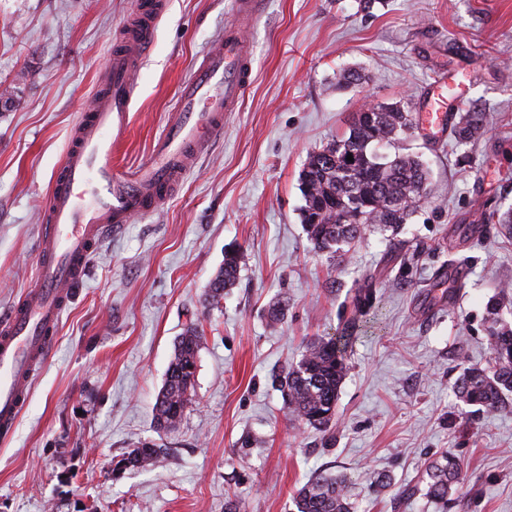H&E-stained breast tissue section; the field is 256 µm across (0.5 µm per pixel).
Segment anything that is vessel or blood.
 <instances>
[{
    "instance_id": "obj_1",
    "label": "vessel or blood",
    "mask_w": 512,
    "mask_h": 512,
    "mask_svg": "<svg viewBox=\"0 0 512 512\" xmlns=\"http://www.w3.org/2000/svg\"><path fill=\"white\" fill-rule=\"evenodd\" d=\"M164 0H138L125 28V46L110 55L99 91L86 103L50 188L38 242L34 288L0 317V434L12 431L36 368L46 362L75 288L107 228L154 213L175 195L190 165L224 134L251 81L247 42L237 25L225 28L179 89L148 158L115 171L112 149L129 127L134 77L154 41Z\"/></svg>"
}]
</instances>
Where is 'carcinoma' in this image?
Returning <instances> with one entry per match:
<instances>
[{
    "label": "carcinoma",
    "instance_id": "carcinoma-1",
    "mask_svg": "<svg viewBox=\"0 0 512 512\" xmlns=\"http://www.w3.org/2000/svg\"><path fill=\"white\" fill-rule=\"evenodd\" d=\"M372 116L353 118L349 134L312 152L300 174L304 205L301 223L317 251H330L361 237L372 228L398 227L407 223L428 188V171L411 154L382 156L377 148L394 143L412 125L407 102L375 105ZM484 122L481 112H469L453 129L463 143L475 137ZM353 160H347V155ZM482 222L499 224L512 233V209L482 216ZM246 263L241 250L224 251V262L211 280L205 302L217 306L224 290L232 287ZM491 321L492 358L488 366L470 367L459 377L455 396L468 405L488 412L505 407V396L512 393V325L500 316V303L491 298L486 304ZM361 319L347 320L339 335L307 345L298 362L279 378L293 418L320 431H327L335 420L336 403L346 375L345 362L353 332ZM202 335L188 326L173 344V355L154 405L156 428L176 427L195 385L197 356ZM167 449L144 442L119 461L124 469L138 470L162 463ZM426 496L441 512H448V501L462 482L460 460L450 452L427 466ZM347 477L318 476L306 483L294 498L296 512H354L345 491Z\"/></svg>",
    "mask_w": 512,
    "mask_h": 512
}]
</instances>
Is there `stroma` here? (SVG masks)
<instances>
[{
    "label": "stroma",
    "instance_id": "stroma-1",
    "mask_svg": "<svg viewBox=\"0 0 512 512\" xmlns=\"http://www.w3.org/2000/svg\"><path fill=\"white\" fill-rule=\"evenodd\" d=\"M236 0H167L138 73L127 138L112 155L141 163L179 85L236 17ZM245 27L253 79L224 135L155 213L108 231L94 251L0 438V512H296L320 475L347 476L359 512H435L428 461L451 452L464 481L448 512H512V406L456 400L454 384L490 357L485 306L512 285V237L481 214L512 206V0H262ZM137 0H0V313L36 281L45 199L72 127L98 88ZM360 84L340 87L347 70ZM459 101L423 126L435 95ZM408 102L393 152L419 156L428 197L399 231H369L335 254L300 220L309 153L347 133L366 104ZM479 111L483 131L452 127ZM240 247L249 261L217 307L205 293ZM463 288L449 294L448 272ZM373 278V328L357 331L331 434L294 420L277 379L313 340L335 336L355 284ZM288 302L284 320L269 303ZM198 326L195 389L178 427L153 407L173 342ZM163 464L124 470L139 443ZM484 122L482 112H469L464 121L459 122L453 129L454 138L458 142H468L475 137Z\"/></svg>",
    "mask_w": 512,
    "mask_h": 512
}]
</instances>
